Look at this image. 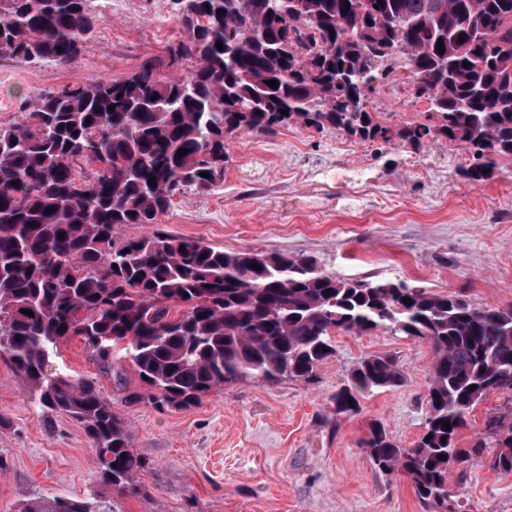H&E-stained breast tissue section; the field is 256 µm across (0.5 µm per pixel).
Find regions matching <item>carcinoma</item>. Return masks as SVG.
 I'll return each instance as SVG.
<instances>
[{
  "label": "carcinoma",
  "mask_w": 512,
  "mask_h": 512,
  "mask_svg": "<svg viewBox=\"0 0 512 512\" xmlns=\"http://www.w3.org/2000/svg\"><path fill=\"white\" fill-rule=\"evenodd\" d=\"M191 3L178 13L185 37L167 59L119 81L39 95L23 121L0 126V358L29 383L37 407L82 426L103 486L138 495L145 465L127 423L94 383L48 372L60 343L82 337L105 368L129 360L147 386L133 399L187 409L224 384L312 379L338 330H389L430 345L429 409L411 448L370 424L363 447L373 465L403 475L434 507L448 503L451 466L473 453L495 448L492 468L512 472V418H490L484 438L459 447L476 404L512 396V305L477 308L402 279H340L311 256L226 252L159 230L121 234L156 223L181 188L216 187L229 140L294 123L381 148L445 139L471 153L461 177L493 179L512 158V0ZM95 26L88 0H0V55L69 63ZM398 56L429 115L391 127L361 96L366 84L380 91ZM185 62L193 68L178 73ZM161 66L170 72L158 74ZM83 162L92 165L86 175ZM402 382L392 357L370 356L331 403L350 416L366 393ZM17 512L94 510L35 497Z\"/></svg>",
  "instance_id": "1"
}]
</instances>
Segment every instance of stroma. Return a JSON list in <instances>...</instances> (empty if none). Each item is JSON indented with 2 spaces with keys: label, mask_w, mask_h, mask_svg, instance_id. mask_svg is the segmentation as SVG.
Returning <instances> with one entry per match:
<instances>
[{
  "label": "stroma",
  "mask_w": 512,
  "mask_h": 512,
  "mask_svg": "<svg viewBox=\"0 0 512 512\" xmlns=\"http://www.w3.org/2000/svg\"><path fill=\"white\" fill-rule=\"evenodd\" d=\"M98 24L67 64L0 57V126L21 122L30 98L94 79L119 80L183 39L171 0H89ZM343 136L290 125L275 136L229 141L218 187L175 195L157 226L228 252L315 257L341 279L400 278L434 293L462 292L479 308L512 303V170L481 185L458 174L468 151L431 140L419 149L361 143L334 167ZM420 171L410 170L409 157ZM334 354L312 380L227 384L183 410L131 401L135 367L103 370L81 338L60 344L51 370L92 381L128 424L145 461V491H103L81 425L45 414L0 360V512L27 499L94 500L96 512H429L408 480L380 472L362 446L380 421L403 447L422 436L433 352L387 330L333 335ZM388 354L401 386L335 415L331 396L365 357ZM493 449L452 466L448 512H512V472Z\"/></svg>",
  "instance_id": "1"
}]
</instances>
